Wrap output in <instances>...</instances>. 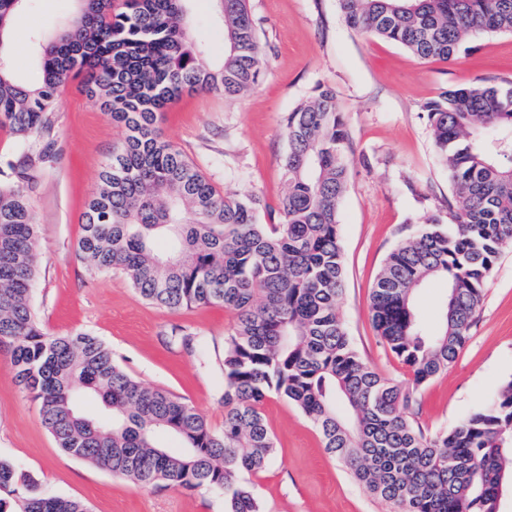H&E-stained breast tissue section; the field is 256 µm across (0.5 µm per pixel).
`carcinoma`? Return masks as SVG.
I'll use <instances>...</instances> for the list:
<instances>
[{"label":"carcinoma","instance_id":"carcinoma-1","mask_svg":"<svg viewBox=\"0 0 512 512\" xmlns=\"http://www.w3.org/2000/svg\"><path fill=\"white\" fill-rule=\"evenodd\" d=\"M27 0H0V125L21 155L0 174V347L38 402L64 453L142 486L224 493L228 512H260L245 475L274 448L261 406L275 393L298 407L370 495L392 512H499L512 484V376L450 428L412 423L419 387L465 347L484 285L512 245V79L443 91L425 106L448 172L451 224L434 218L387 256L370 292L374 328L411 375H379L356 350L339 311L345 286L339 208L349 131L336 92L320 84L288 113L286 190L272 210L256 195L223 194L165 140L158 117L185 91L233 99L257 83L264 55L249 0H216L222 62L189 29V0H77L76 15L41 46L40 77L20 83L5 61L10 20ZM357 34L420 59L458 57L474 37L512 34V0H337ZM71 76L83 79L127 136L104 164L77 249L93 270H119L148 302L170 310L223 304L224 428L183 398L127 374L86 332L46 334L31 304L38 225L30 191L56 157L51 114ZM442 279L441 334L428 335L416 291ZM98 400L90 414L84 402ZM0 512H87L46 495L0 458Z\"/></svg>","mask_w":512,"mask_h":512}]
</instances>
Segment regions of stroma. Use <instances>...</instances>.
I'll return each instance as SVG.
<instances>
[{
    "label": "stroma",
    "instance_id": "stroma-1",
    "mask_svg": "<svg viewBox=\"0 0 512 512\" xmlns=\"http://www.w3.org/2000/svg\"><path fill=\"white\" fill-rule=\"evenodd\" d=\"M265 53L259 83L233 100L186 92L159 127L219 190L257 195L277 208L283 195V118L327 83L336 90L351 138L349 183L340 210L346 292L338 304L361 357L381 376L409 383L381 344L370 289L389 252L428 217L451 220L448 174L440 166L424 106L441 91L512 79V34L470 40L455 63L424 60L401 46L350 31L336 0H250ZM75 0H33L10 35L14 76H38V34L57 32ZM210 61L223 59L224 28L213 0H194L191 23ZM59 154L38 174L30 203L39 230L31 302L44 331H79L109 345L138 382L182 397L214 430L224 426L221 364L235 320L221 305L172 311L144 300L118 271L90 270L76 254L82 215L98 173L126 136L80 79L61 89L52 115ZM194 338V346L181 337ZM512 375V247L489 277L469 340L448 370L420 388L415 423L432 433L465 418ZM275 448L247 480L261 512H389L323 448L318 430L294 405L272 395L262 405ZM0 457L31 474L42 492L84 502L89 512H225L221 492L145 488L68 456L18 386L0 348Z\"/></svg>",
    "mask_w": 512,
    "mask_h": 512
}]
</instances>
